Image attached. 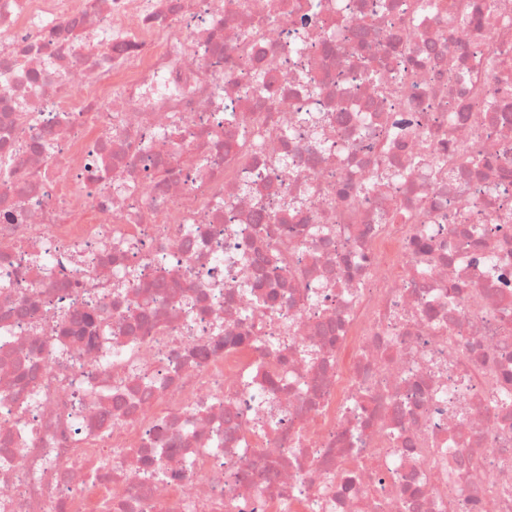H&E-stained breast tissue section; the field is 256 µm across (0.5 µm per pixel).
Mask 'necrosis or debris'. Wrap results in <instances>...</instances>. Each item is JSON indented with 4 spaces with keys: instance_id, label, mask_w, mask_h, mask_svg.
I'll use <instances>...</instances> for the list:
<instances>
[{
    "instance_id": "obj_1",
    "label": "necrosis or debris",
    "mask_w": 512,
    "mask_h": 512,
    "mask_svg": "<svg viewBox=\"0 0 512 512\" xmlns=\"http://www.w3.org/2000/svg\"><path fill=\"white\" fill-rule=\"evenodd\" d=\"M442 2L0 0V512H512V95ZM500 61V52L493 50L488 52L482 62L483 81L477 82L470 72H455L457 81L470 85L475 91H486L485 98L493 99L508 93L506 76L503 73Z\"/></svg>"
}]
</instances>
